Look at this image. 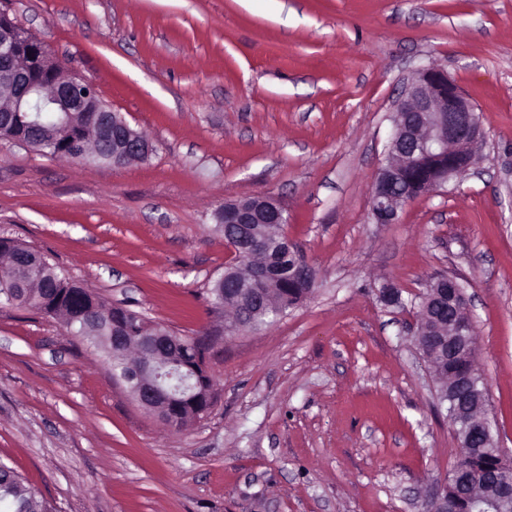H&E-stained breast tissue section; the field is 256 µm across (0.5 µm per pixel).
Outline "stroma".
Instances as JSON below:
<instances>
[{"label":"stroma","instance_id":"stroma-1","mask_svg":"<svg viewBox=\"0 0 512 512\" xmlns=\"http://www.w3.org/2000/svg\"><path fill=\"white\" fill-rule=\"evenodd\" d=\"M155 145L122 167L0 141V238L179 335L212 323L225 200L278 197L316 271L273 325L219 337L215 401L171 428L103 357L0 304V459L52 512H423L460 445L413 299L457 277L512 452V0H0ZM445 68L486 133L471 175L374 223L393 103ZM404 307H386V282Z\"/></svg>","mask_w":512,"mask_h":512}]
</instances>
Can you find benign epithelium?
I'll use <instances>...</instances> for the list:
<instances>
[{
	"mask_svg": "<svg viewBox=\"0 0 512 512\" xmlns=\"http://www.w3.org/2000/svg\"><path fill=\"white\" fill-rule=\"evenodd\" d=\"M0 122L10 120L14 112H88L95 113L97 125L112 130V156L144 159L154 151L152 142L140 136L126 118L113 111L100 98L94 86L66 74L50 50L40 41L20 34L15 27L0 28ZM393 129L387 145L385 163L374 180L370 210L375 223L395 224L399 210L417 198L415 185L423 192L434 191L454 178H461L473 166V147L484 137L481 117L447 70L435 65L420 69L405 86L393 105ZM438 153L445 160L447 174L435 179L419 165L424 156ZM218 223L235 228L238 250L227 242L233 262L246 260L254 246L250 244V225L288 223L287 211L273 196L261 195L228 201L216 212ZM430 288L443 290L448 301V354L464 359L471 354L473 325L467 313L464 286L453 277L441 276L428 282ZM140 361L129 365L120 377L132 398L143 409L156 414L174 427L179 422L171 403L188 389L186 380L170 368L168 359L182 349V338L159 326L155 334L135 343ZM471 368L448 377V399L456 423L468 428L464 446L473 452L482 448L496 450L497 465L484 489L476 491L477 512L512 510L507 484L512 476V454L492 435L486 419H476L461 411L454 402L457 393H467V405L484 402L486 384L476 381Z\"/></svg>",
	"mask_w": 512,
	"mask_h": 512,
	"instance_id": "1",
	"label": "benign epithelium"
}]
</instances>
